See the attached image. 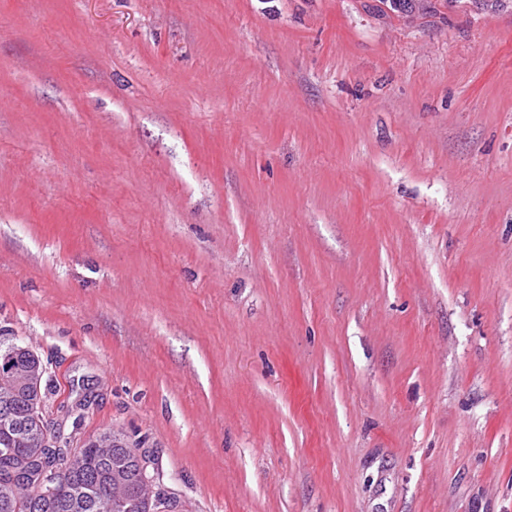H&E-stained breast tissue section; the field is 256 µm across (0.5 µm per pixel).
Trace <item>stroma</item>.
Listing matches in <instances>:
<instances>
[{
	"label": "stroma",
	"instance_id": "35a3bbf8",
	"mask_svg": "<svg viewBox=\"0 0 512 512\" xmlns=\"http://www.w3.org/2000/svg\"><path fill=\"white\" fill-rule=\"evenodd\" d=\"M0 0V341L182 512H512V0ZM4 355H9V357L11 359H13L14 362L18 366H20L21 368H24V369L34 368L38 362V367L42 371V378H41V382L39 385V396H40L39 399L42 402L43 410L46 413L45 408H46L47 395L45 392H42V390H41V383H42V379H43V376H44L46 370L43 371V365L41 364V361L39 360V358L31 350H29L28 348L23 347L21 345H18V344L3 345L1 343L0 344V358H1V356H4Z\"/></svg>",
	"mask_w": 512,
	"mask_h": 512
}]
</instances>
